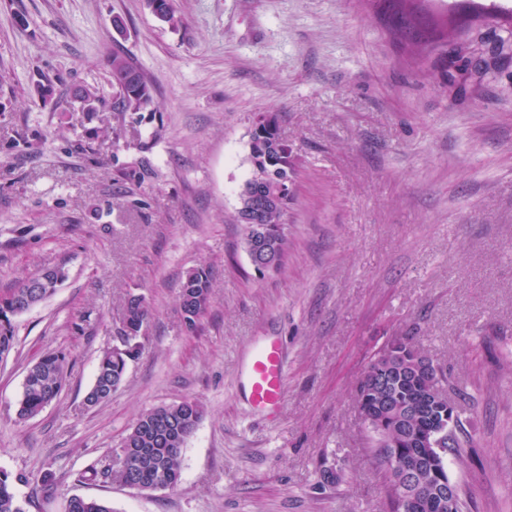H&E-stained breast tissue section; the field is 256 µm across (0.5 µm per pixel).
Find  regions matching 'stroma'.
<instances>
[{
    "label": "stroma",
    "instance_id": "stroma-1",
    "mask_svg": "<svg viewBox=\"0 0 512 512\" xmlns=\"http://www.w3.org/2000/svg\"><path fill=\"white\" fill-rule=\"evenodd\" d=\"M174 5L177 29L146 0H0V290L67 271L13 317L0 360V471L25 512L74 494L114 512H386L355 390L403 336L457 392L471 457L448 471L471 512H512V0L412 6L476 42L483 73L412 52L385 0ZM116 53L148 82L146 109L113 111ZM259 114L277 116L296 162L285 264L263 274L232 220ZM201 264L212 288L191 331L180 283ZM131 293L150 310L138 352L111 399L86 408ZM266 336L282 338L290 372L273 426L236 369ZM60 350V395L17 422L30 363ZM184 398L203 415L176 488L75 481L119 454L143 410Z\"/></svg>",
    "mask_w": 512,
    "mask_h": 512
}]
</instances>
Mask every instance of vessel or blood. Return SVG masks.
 <instances>
[{"instance_id":"b4317fda","label":"vessel or blood","mask_w":512,"mask_h":512,"mask_svg":"<svg viewBox=\"0 0 512 512\" xmlns=\"http://www.w3.org/2000/svg\"><path fill=\"white\" fill-rule=\"evenodd\" d=\"M248 405L277 421L288 385L287 359L279 339L266 337L251 345L238 369Z\"/></svg>"}]
</instances>
